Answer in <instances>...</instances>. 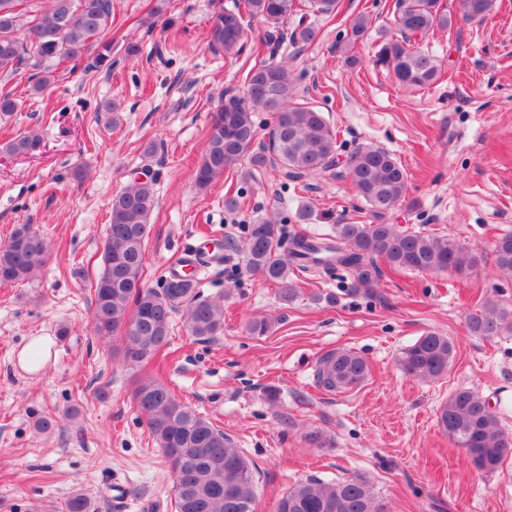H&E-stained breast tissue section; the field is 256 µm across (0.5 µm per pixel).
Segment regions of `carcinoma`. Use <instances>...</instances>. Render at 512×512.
Here are the masks:
<instances>
[{
	"instance_id": "obj_1",
	"label": "carcinoma",
	"mask_w": 512,
	"mask_h": 512,
	"mask_svg": "<svg viewBox=\"0 0 512 512\" xmlns=\"http://www.w3.org/2000/svg\"><path fill=\"white\" fill-rule=\"evenodd\" d=\"M0 0V77L19 73L27 60L51 58L73 63L95 50L87 69L112 68V43L102 35L113 16V0ZM453 13L443 0H395L393 25L384 31L372 62L391 71L404 89L425 88L440 77L438 59L414 42L437 30H452L456 20L481 23L496 7V0H457ZM315 15L334 17L340 0H235L219 5L207 33L209 48L237 55L247 39L249 21L265 24L264 44L270 60L251 68L241 93L233 95L211 113L205 152L195 170V183L205 189L241 164L259 170L275 163L291 180L307 174L342 169L360 201L380 222L337 224L329 237L300 233L285 235L283 226L262 220L247 226L241 247L245 268L280 288L291 301L297 285L291 271L326 273L335 267L351 271V291L366 296L375 292L385 269L411 272L472 273L481 257L475 249L446 238L401 230L382 219L402 204L408 192V174L390 152L361 146L350 152L338 143L336 132L322 112L294 102L297 91L287 67L276 60L284 39L308 45L319 29L303 21L285 36L283 26L302 8ZM372 19L358 14L349 24L348 43L364 39ZM270 116L268 140L259 141L254 113ZM41 146L34 132L20 133L6 146L14 155H28ZM156 179L143 170L112 197L109 224L102 250V269L94 288L92 321L105 336L120 334L124 362L137 365L169 343L173 315L185 311L190 335L213 337L224 330V306L199 297L195 272L172 275L159 289L143 283L145 247L152 231L150 216L156 207ZM288 240V256L281 254ZM52 253L45 234L32 224L14 225L0 245V284L30 283L48 263ZM494 263L512 274V234L495 244ZM474 336L492 338L512 333V309L486 300L467 321ZM454 354L452 341L428 331L405 347L399 364L405 374L434 380L448 370ZM369 374L366 360L353 351L325 355L317 381L328 391L359 386ZM133 398L149 430L163 448L173 474L175 512H256L251 489L252 466L234 441L207 418L182 402L162 382L149 379L134 389ZM440 428L454 439L479 471L494 473L512 455V432L505 430L496 411L481 394L458 389L441 405ZM65 512H94L82 493L71 495ZM276 512H385L367 476L353 475L323 483L308 479L290 488L278 501Z\"/></svg>"
}]
</instances>
